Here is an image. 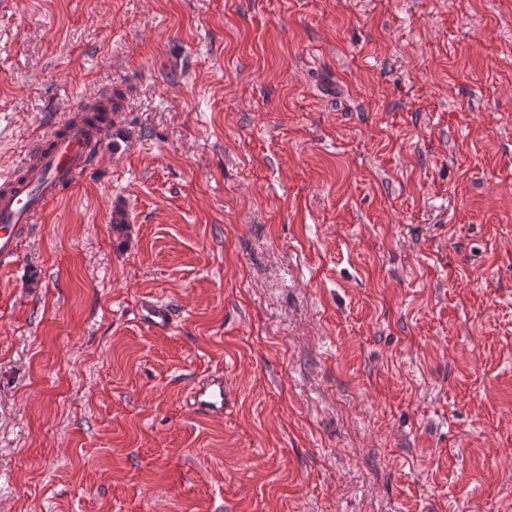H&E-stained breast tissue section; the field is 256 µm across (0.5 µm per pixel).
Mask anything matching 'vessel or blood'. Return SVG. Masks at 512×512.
Returning a JSON list of instances; mask_svg holds the SVG:
<instances>
[{"label": "vessel or blood", "mask_w": 512, "mask_h": 512, "mask_svg": "<svg viewBox=\"0 0 512 512\" xmlns=\"http://www.w3.org/2000/svg\"><path fill=\"white\" fill-rule=\"evenodd\" d=\"M112 127L111 119L90 124L78 110L67 112L50 133L33 143L22 161L0 174V268L11 266L33 224L48 203L59 200L76 177L97 163L94 144ZM198 412L224 415V378L214 376L194 387Z\"/></svg>", "instance_id": "vessel-or-blood-1"}]
</instances>
